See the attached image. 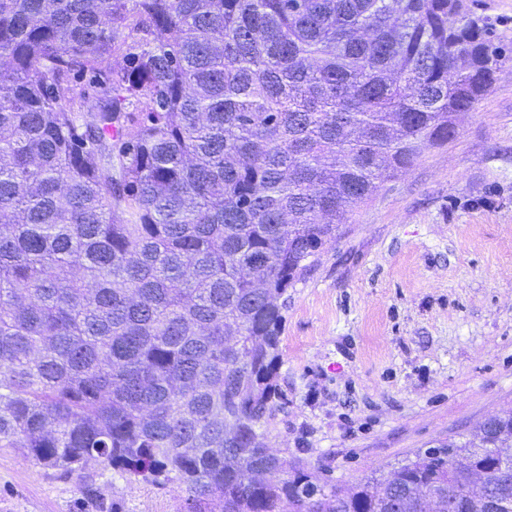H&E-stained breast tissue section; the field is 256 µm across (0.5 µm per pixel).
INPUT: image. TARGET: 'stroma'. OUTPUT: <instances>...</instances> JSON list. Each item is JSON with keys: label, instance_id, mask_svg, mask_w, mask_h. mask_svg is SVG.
Here are the masks:
<instances>
[{"label": "stroma", "instance_id": "obj_1", "mask_svg": "<svg viewBox=\"0 0 512 512\" xmlns=\"http://www.w3.org/2000/svg\"><path fill=\"white\" fill-rule=\"evenodd\" d=\"M273 450L348 489L512 416V63L288 289ZM0 512H189L173 484L0 448Z\"/></svg>", "mask_w": 512, "mask_h": 512}]
</instances>
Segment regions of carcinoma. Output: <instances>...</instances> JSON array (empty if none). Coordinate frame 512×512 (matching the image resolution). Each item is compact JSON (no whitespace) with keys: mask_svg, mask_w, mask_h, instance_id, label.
Listing matches in <instances>:
<instances>
[{"mask_svg":"<svg viewBox=\"0 0 512 512\" xmlns=\"http://www.w3.org/2000/svg\"><path fill=\"white\" fill-rule=\"evenodd\" d=\"M128 2L0 0V447L197 512H448L476 471L512 510V422L351 490L267 440L288 287L454 138L512 62L492 23L467 0ZM75 72L100 91L65 108Z\"/></svg>","mask_w":512,"mask_h":512,"instance_id":"obj_1","label":"carcinoma"}]
</instances>
